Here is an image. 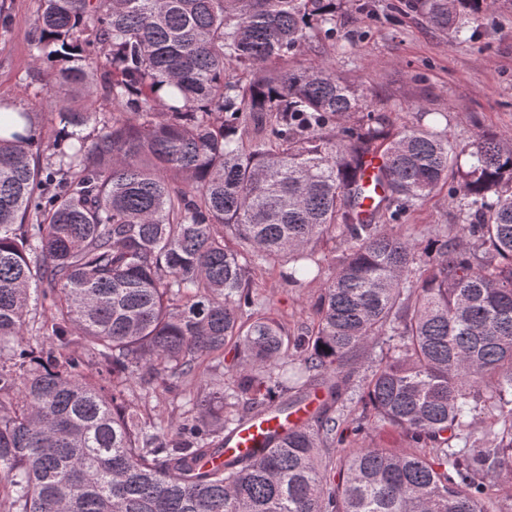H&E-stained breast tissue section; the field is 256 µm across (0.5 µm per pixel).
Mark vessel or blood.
Returning <instances> with one entry per match:
<instances>
[{
  "mask_svg": "<svg viewBox=\"0 0 512 512\" xmlns=\"http://www.w3.org/2000/svg\"><path fill=\"white\" fill-rule=\"evenodd\" d=\"M315 406V401L311 400L296 407L291 414L284 415L272 410L237 426L224 441L223 455L210 458V465H221L227 457L256 455L262 448L269 446L273 434H280L302 425Z\"/></svg>",
  "mask_w": 512,
  "mask_h": 512,
  "instance_id": "1",
  "label": "vessel or blood"
}]
</instances>
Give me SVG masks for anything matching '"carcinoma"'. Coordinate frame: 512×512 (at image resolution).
Returning <instances> with one entry per match:
<instances>
[{
	"label": "carcinoma",
	"mask_w": 512,
	"mask_h": 512,
	"mask_svg": "<svg viewBox=\"0 0 512 512\" xmlns=\"http://www.w3.org/2000/svg\"><path fill=\"white\" fill-rule=\"evenodd\" d=\"M348 0H43L31 43L55 127L0 101V498L12 512H504L512 472V138L461 146L394 127L326 62L288 61L336 32ZM496 0H398L451 36ZM114 110L72 104L94 77ZM383 163L364 180L367 159ZM471 158L468 169L459 156ZM478 241L420 244L397 223L430 193ZM342 257L288 330L250 272L287 284ZM45 342L25 340L30 305ZM361 391L350 385L374 348ZM233 352L238 379L180 420L130 406ZM323 399L256 458L204 461L271 406ZM374 420L415 448L323 456ZM501 424L471 448L475 412Z\"/></svg>",
	"instance_id": "obj_1"
}]
</instances>
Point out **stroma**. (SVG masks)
I'll return each mask as SVG.
<instances>
[{
	"mask_svg": "<svg viewBox=\"0 0 512 512\" xmlns=\"http://www.w3.org/2000/svg\"><path fill=\"white\" fill-rule=\"evenodd\" d=\"M392 0H369V10L350 6L336 16L335 39L305 47L296 62L307 65L326 60L338 74L361 85L378 109L395 125L414 122V106L443 113L448 134L459 144L479 134L512 136V0H497L488 21L465 26L455 40L432 28L417 13L391 12ZM11 24L0 27V99L17 108L39 113L50 128L45 73L33 67L31 28L41 0H0ZM407 232L418 241L458 236V212L447 190L434 191L404 219ZM252 291L267 312L289 332L312 324V301L322 279L288 285L279 269L255 265ZM237 379L232 355L209 362L206 370L178 380L157 396H131L133 407L147 417L174 420L186 409L189 395L231 391Z\"/></svg>",
	"mask_w": 512,
	"mask_h": 512,
	"instance_id": "stroma-1",
	"label": "stroma"
}]
</instances>
